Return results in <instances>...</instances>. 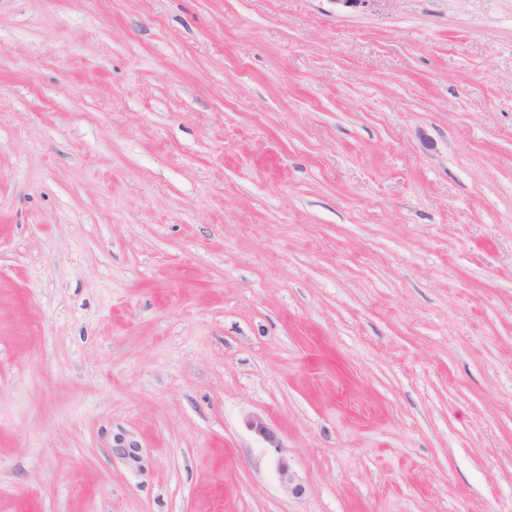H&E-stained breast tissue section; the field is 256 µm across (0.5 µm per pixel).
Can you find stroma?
I'll return each mask as SVG.
<instances>
[{
	"mask_svg": "<svg viewBox=\"0 0 512 512\" xmlns=\"http://www.w3.org/2000/svg\"><path fill=\"white\" fill-rule=\"evenodd\" d=\"M0 512H512V0H0Z\"/></svg>",
	"mask_w": 512,
	"mask_h": 512,
	"instance_id": "1",
	"label": "stroma"
}]
</instances>
